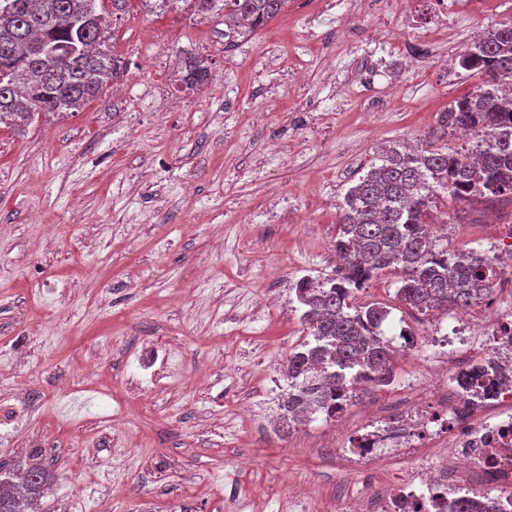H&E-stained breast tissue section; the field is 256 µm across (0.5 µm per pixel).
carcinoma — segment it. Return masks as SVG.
<instances>
[{
    "mask_svg": "<svg viewBox=\"0 0 512 512\" xmlns=\"http://www.w3.org/2000/svg\"><path fill=\"white\" fill-rule=\"evenodd\" d=\"M223 2L224 25L243 37L260 31L288 0H146L164 15L179 3L205 14ZM484 80L475 91L439 113L443 133L474 135L479 145L463 151L395 144L376 157L340 206L336 252L339 277H308L291 292L302 309L309 339L288 357V390L282 407L293 419L308 407L336 411V392L354 398L362 386L393 382L394 350L380 326L389 310L380 303L353 304L352 294L385 269L400 273L396 296L420 313L476 304L500 276L499 263L473 248H448L428 229L427 217L441 194L458 201L512 198V19L501 23L458 60ZM120 72L100 0H0V122L29 125L42 114L76 112L98 98ZM208 72L186 59L184 82L194 88ZM502 372L463 370L461 386H487ZM52 480L32 458L0 459V512H41Z\"/></svg>",
    "mask_w": 512,
    "mask_h": 512,
    "instance_id": "cac0c4a2",
    "label": "carcinoma"
}]
</instances>
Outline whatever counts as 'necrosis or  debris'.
<instances>
[{"label":"necrosis or debris","instance_id":"1","mask_svg":"<svg viewBox=\"0 0 512 512\" xmlns=\"http://www.w3.org/2000/svg\"><path fill=\"white\" fill-rule=\"evenodd\" d=\"M492 291L506 294L509 302L481 323L458 313L450 322L437 321L426 330H403L395 336L397 349L425 348L443 366L438 395L427 404L413 399L390 414L364 416L355 436L336 446L351 467L363 469L375 459L409 458L414 448L442 436L453 469L484 477L478 505L497 512L512 499V380L486 393L478 387H456L445 371L448 362L466 361L512 373V276L497 278ZM462 488L444 469L421 467L392 484L374 512H449L450 495Z\"/></svg>","mask_w":512,"mask_h":512}]
</instances>
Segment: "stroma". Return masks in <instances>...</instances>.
<instances>
[{
  "label": "stroma",
  "mask_w": 512,
  "mask_h": 512,
  "mask_svg": "<svg viewBox=\"0 0 512 512\" xmlns=\"http://www.w3.org/2000/svg\"><path fill=\"white\" fill-rule=\"evenodd\" d=\"M512 0H289L226 45L224 14L162 16L128 0L108 14L126 92L30 126L0 123V457L53 473L42 512H313L376 499L398 465L345 468L332 440L394 392L427 394V351L393 359L394 387L369 386L340 423L289 433L251 405L305 338L289 290L335 266L339 207L382 144L455 150L437 118L481 85L458 58ZM205 58L180 111L144 87ZM452 247L494 239L512 201L437 198ZM369 281L387 336L424 317Z\"/></svg>",
  "instance_id": "stroma-1"
}]
</instances>
